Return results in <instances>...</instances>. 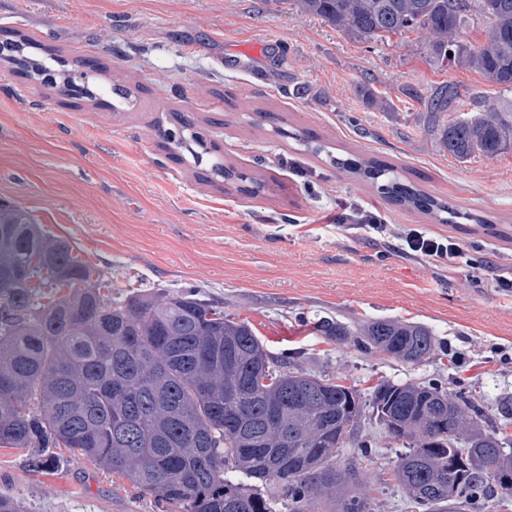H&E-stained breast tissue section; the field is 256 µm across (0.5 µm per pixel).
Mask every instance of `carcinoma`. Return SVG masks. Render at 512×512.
Returning <instances> with one entry per match:
<instances>
[{
    "instance_id": "obj_1",
    "label": "carcinoma",
    "mask_w": 512,
    "mask_h": 512,
    "mask_svg": "<svg viewBox=\"0 0 512 512\" xmlns=\"http://www.w3.org/2000/svg\"><path fill=\"white\" fill-rule=\"evenodd\" d=\"M356 42L414 33L437 64L452 63L512 91V0H295ZM491 23L473 46L461 32ZM7 61L31 78L46 70L29 55L36 44L5 41ZM450 83L434 115L454 111ZM440 149L459 162L512 150V116L492 104L437 125ZM381 194L441 224L465 219L447 202L401 183L397 170L372 159L356 168ZM92 271L63 241L44 238L33 217L0 207V447L40 448L33 470L54 465L65 449L152 493L182 512H376L354 488L358 473L332 464L353 446L343 437L370 407L406 451L394 480L430 512H485L489 498L512 496V450L502 449L508 423L490 424L474 395L450 392L439 379L381 381L364 394L340 377L324 379L268 352L252 327L191 290L143 292L109 299L90 285ZM42 286L68 292L44 304ZM317 335L409 364L437 355L440 344L420 323L376 318L355 327L324 317ZM272 484L281 496L263 494Z\"/></svg>"
}]
</instances>
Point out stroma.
<instances>
[{
    "mask_svg": "<svg viewBox=\"0 0 512 512\" xmlns=\"http://www.w3.org/2000/svg\"><path fill=\"white\" fill-rule=\"evenodd\" d=\"M11 29L62 60L98 61L99 83L130 92L61 95L0 61V202L68 242L93 283L119 300L196 289L271 354L362 390L465 383L512 446V291L493 286L512 268V153L458 162L429 115L451 83L465 113L478 98L512 112V92L435 65L414 34L359 43L294 0H0V33ZM338 157L392 164L402 183L492 224L436 223ZM352 203L384 214L386 233L336 223ZM408 228L453 236L470 265L399 252ZM322 317L419 322L443 353L411 365L338 345L316 335ZM357 435L374 445L359 472L377 512H425L390 475L402 445L369 412ZM54 455L41 473L26 451L0 448V495L24 512H163L95 463Z\"/></svg>",
    "mask_w": 512,
    "mask_h": 512,
    "instance_id": "35a3bbf8",
    "label": "stroma"
}]
</instances>
